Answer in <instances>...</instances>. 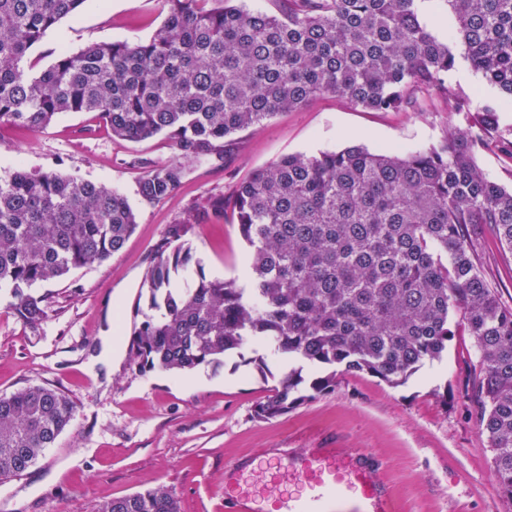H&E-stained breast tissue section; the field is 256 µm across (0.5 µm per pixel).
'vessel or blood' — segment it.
Segmentation results:
<instances>
[{
    "label": "vessel or blood",
    "instance_id": "1",
    "mask_svg": "<svg viewBox=\"0 0 512 512\" xmlns=\"http://www.w3.org/2000/svg\"><path fill=\"white\" fill-rule=\"evenodd\" d=\"M224 512H396L368 453L305 448L224 469Z\"/></svg>",
    "mask_w": 512,
    "mask_h": 512
}]
</instances>
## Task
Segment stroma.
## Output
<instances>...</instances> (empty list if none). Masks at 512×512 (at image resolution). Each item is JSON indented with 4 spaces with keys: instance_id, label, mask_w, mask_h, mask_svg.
<instances>
[{
    "instance_id": "35a3bbf8",
    "label": "stroma",
    "mask_w": 512,
    "mask_h": 512,
    "mask_svg": "<svg viewBox=\"0 0 512 512\" xmlns=\"http://www.w3.org/2000/svg\"><path fill=\"white\" fill-rule=\"evenodd\" d=\"M165 19L162 0H84L78 14L51 29L34 49L48 66L60 48L148 39ZM428 96L404 112H372L327 95L235 135L223 166L185 162V177L166 199L141 200L147 162L175 160L159 135L114 138L91 113L65 112L40 133L0 127V173L55 169L123 193L138 213L124 247L109 259L72 270L49 284L48 319L31 328L0 293V395L48 384L76 406L53 448L21 477L0 483V512H95L101 501L168 486L181 512H224V466L267 448L365 449L383 466L397 512H512L501 497L465 397L474 340L460 317L442 363L394 387L366 373L337 371L336 387L287 415L256 419L288 371L271 348H245L216 370L142 372L128 341L144 278L169 225L195 203L231 194L251 174L297 153L439 144L462 126ZM187 243L209 276L245 286L248 247L231 221L193 225ZM486 278L512 307V253L485 237L479 251ZM114 337L120 356L97 362L101 339Z\"/></svg>"
}]
</instances>
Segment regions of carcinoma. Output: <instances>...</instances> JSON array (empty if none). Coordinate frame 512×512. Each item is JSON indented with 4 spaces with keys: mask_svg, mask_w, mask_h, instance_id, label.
I'll list each match as a JSON object with an SVG mask.
<instances>
[{
    "mask_svg": "<svg viewBox=\"0 0 512 512\" xmlns=\"http://www.w3.org/2000/svg\"><path fill=\"white\" fill-rule=\"evenodd\" d=\"M84 0H0V126L46 130L62 112H93L112 136L162 134L185 159L224 164V143L313 98L334 95L402 112L419 92L465 121L430 147L288 154L229 196L214 195L169 225L145 275L147 311L130 332L141 371L216 369L249 345L304 363L290 369L255 417L287 414L332 387L336 368L404 384L448 352L458 313L477 357L469 396L487 437L500 493L512 499V308L478 260L488 230L512 253V188L477 164L476 148L512 154V0H439L446 34L420 17L422 0H287L277 15L228 0H162L144 42L60 49L45 68L32 50ZM499 96L473 103L454 82L461 65ZM185 168L147 166L138 193L168 197ZM232 215L250 249L251 283L205 273L186 243L191 226ZM137 225L120 192L55 170L0 176V290L36 328L38 289L119 252ZM195 275L178 285L189 268ZM75 415L59 389L0 396V481L22 475ZM96 512H180L165 486L105 500Z\"/></svg>",
    "mask_w": 512,
    "mask_h": 512,
    "instance_id": "cac0c4a2",
    "label": "carcinoma"
}]
</instances>
